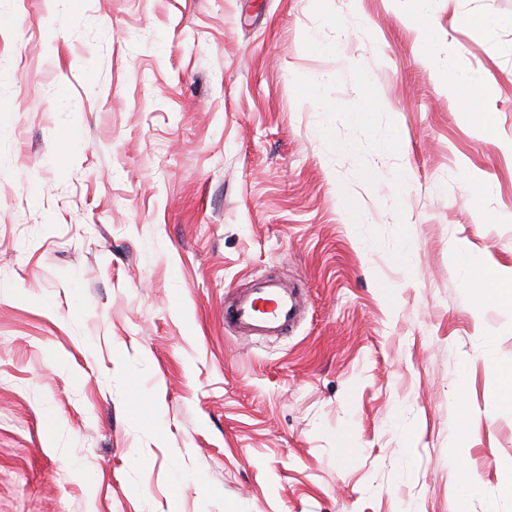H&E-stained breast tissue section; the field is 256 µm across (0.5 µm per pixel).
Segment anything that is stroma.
I'll return each mask as SVG.
<instances>
[{
	"mask_svg": "<svg viewBox=\"0 0 512 512\" xmlns=\"http://www.w3.org/2000/svg\"><path fill=\"white\" fill-rule=\"evenodd\" d=\"M461 248L512 273V0H0V512H512ZM262 298L272 299L274 306L259 314L255 302ZM294 291L282 284L268 283L255 288L252 295L246 296L235 303L231 310L226 309L224 321L256 332L276 331L289 325L294 317Z\"/></svg>",
	"mask_w": 512,
	"mask_h": 512,
	"instance_id": "1",
	"label": "stroma"
}]
</instances>
